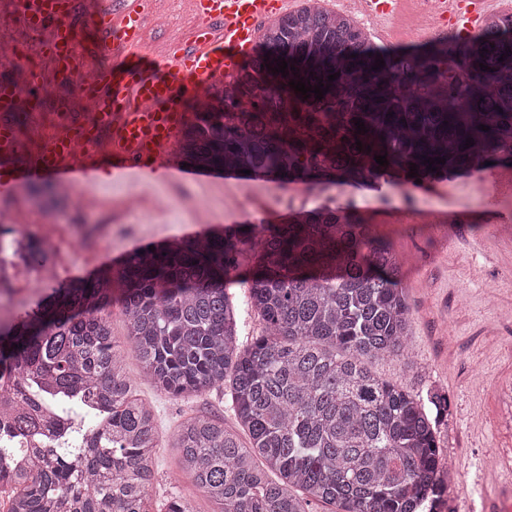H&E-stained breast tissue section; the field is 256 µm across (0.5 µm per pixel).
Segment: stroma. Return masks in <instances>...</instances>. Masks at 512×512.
Masks as SVG:
<instances>
[{"instance_id":"35a3bbf8","label":"stroma","mask_w":512,"mask_h":512,"mask_svg":"<svg viewBox=\"0 0 512 512\" xmlns=\"http://www.w3.org/2000/svg\"><path fill=\"white\" fill-rule=\"evenodd\" d=\"M134 190L128 183L103 180L94 187V203L68 198L49 213L34 207L20 186L10 196H0V213L24 216L35 235L53 217L65 237H77L76 246L65 247L55 266L54 279L63 282L90 270L105 252L191 236L198 213H207L217 227L280 223L305 210L310 196L301 184L281 193L261 179L227 183L215 177L203 183L193 175L176 182L163 177L152 192L166 200V209L158 212L147 205L128 213L124 197ZM318 192L373 219L374 232L402 258L412 357L405 361L387 354L372 367L388 381L447 396L436 440L442 458L453 461L463 479L449 488L450 505L453 512H481L483 463L512 448V223L492 228L482 222L487 207H500V197L464 195L459 183L447 181L418 187L393 182L322 186ZM462 201L474 217L471 223L421 224L415 219L427 210L455 209ZM110 321L116 342L127 353L128 371L137 379L136 394L151 403L157 416L152 499L175 492L190 498L197 512H219L179 469L169 437L184 419L201 412L237 428L226 390L175 399L139 379L120 310H113Z\"/></svg>"}]
</instances>
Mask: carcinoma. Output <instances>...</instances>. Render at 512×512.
Here are the masks:
<instances>
[{"label": "carcinoma", "mask_w": 512, "mask_h": 512, "mask_svg": "<svg viewBox=\"0 0 512 512\" xmlns=\"http://www.w3.org/2000/svg\"><path fill=\"white\" fill-rule=\"evenodd\" d=\"M280 57L294 66L285 77L267 67ZM377 59L385 66L374 71ZM292 80L329 91L305 100ZM191 112L176 163L248 170L283 188L385 176L413 184L487 161L512 165V13L451 47L442 39L387 50L352 16L301 0L263 27L241 73L212 84ZM357 119L368 132L357 133ZM436 157L445 163L431 172L423 161ZM235 282L263 321L245 344ZM116 305L142 378L183 398L229 385L248 445L207 413L171 438L180 469L221 512H310L312 501L331 512H419L440 493L435 428L448 398L414 393L370 366L384 354L410 358L400 258L359 215L321 207L286 224H227L156 243L46 289L0 325V369L13 375L0 391L9 512H194L174 493L151 510L157 418L134 395L112 339ZM49 418L68 421L50 447H9L39 440Z\"/></svg>", "instance_id": "carcinoma-1"}]
</instances>
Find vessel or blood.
<instances>
[{"mask_svg": "<svg viewBox=\"0 0 512 512\" xmlns=\"http://www.w3.org/2000/svg\"><path fill=\"white\" fill-rule=\"evenodd\" d=\"M192 18L186 35L148 47L144 25L154 0H88L108 68L86 74L73 0H0V25H17L34 35L40 76L21 68L0 80V193L17 182L53 179L88 187L98 175L113 181L154 186L160 173L176 174L170 151L188 119L185 103L203 95L216 77L232 80L255 56L261 25L288 13L291 0H185ZM494 0H429L434 25L453 36L478 34ZM338 10L360 6L374 34L388 38L387 23L404 0H335ZM71 82L78 97L92 105L88 118L54 115L55 134L26 150L16 115L44 126L48 76ZM483 512H512V469L493 470L482 479Z\"/></svg>", "mask_w": 512, "mask_h": 512, "instance_id": "1", "label": "vessel or blood"}]
</instances>
